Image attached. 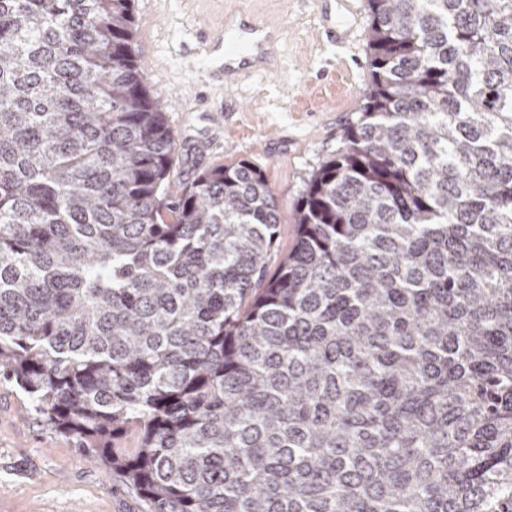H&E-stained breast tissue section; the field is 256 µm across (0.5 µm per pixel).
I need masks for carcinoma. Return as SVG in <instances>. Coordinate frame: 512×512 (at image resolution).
I'll return each instance as SVG.
<instances>
[{
  "mask_svg": "<svg viewBox=\"0 0 512 512\" xmlns=\"http://www.w3.org/2000/svg\"><path fill=\"white\" fill-rule=\"evenodd\" d=\"M366 6L281 254L251 163L173 190L134 0H0V371L142 512H512V0Z\"/></svg>",
  "mask_w": 512,
  "mask_h": 512,
  "instance_id": "obj_1",
  "label": "carcinoma"
}]
</instances>
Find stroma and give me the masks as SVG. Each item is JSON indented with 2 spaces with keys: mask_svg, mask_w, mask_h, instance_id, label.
Listing matches in <instances>:
<instances>
[{
  "mask_svg": "<svg viewBox=\"0 0 512 512\" xmlns=\"http://www.w3.org/2000/svg\"><path fill=\"white\" fill-rule=\"evenodd\" d=\"M342 0H134L145 82L165 103L179 182L201 169L246 160L258 166L282 217L279 249L296 240L294 204L309 172L336 150L368 82L366 0L356 41L337 48L325 18L347 23ZM279 29L278 69L261 77L224 71L227 14ZM0 512H141L111 469L94 463L34 415L15 383L0 378Z\"/></svg>",
  "mask_w": 512,
  "mask_h": 512,
  "instance_id": "stroma-1",
  "label": "stroma"
}]
</instances>
